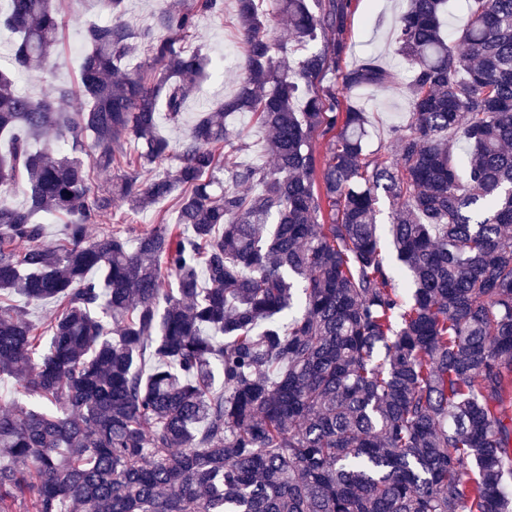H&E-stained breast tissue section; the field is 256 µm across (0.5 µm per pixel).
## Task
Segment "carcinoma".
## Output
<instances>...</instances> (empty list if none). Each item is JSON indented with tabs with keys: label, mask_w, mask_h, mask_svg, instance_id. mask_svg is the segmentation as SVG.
<instances>
[{
	"label": "carcinoma",
	"mask_w": 512,
	"mask_h": 512,
	"mask_svg": "<svg viewBox=\"0 0 512 512\" xmlns=\"http://www.w3.org/2000/svg\"><path fill=\"white\" fill-rule=\"evenodd\" d=\"M270 1L291 37L269 30ZM5 2L0 375L26 401L0 410V512H512V0H465L451 37L447 0H409L410 123L390 161L367 152L356 91L395 74L367 55L322 83L351 0H238L236 92L176 145L159 119L182 124L212 63L187 49L195 17L223 0H173L141 32L101 0L114 21L87 29L79 80L40 100L15 78L51 63L63 0ZM240 112L272 165L237 161ZM169 198L175 223L133 246L118 225L88 235L117 201ZM44 213L64 221L53 243ZM15 295L55 303L42 331Z\"/></svg>",
	"instance_id": "carcinoma-1"
}]
</instances>
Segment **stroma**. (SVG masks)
<instances>
[{
    "label": "stroma",
    "mask_w": 512,
    "mask_h": 512,
    "mask_svg": "<svg viewBox=\"0 0 512 512\" xmlns=\"http://www.w3.org/2000/svg\"><path fill=\"white\" fill-rule=\"evenodd\" d=\"M407 6V0H352L348 18V49L337 71L327 75L328 81L340 82L342 71L351 69L368 54L377 56L386 69L395 73V86L384 90L367 89L358 96L367 110L368 147L388 159L397 152L398 129L404 128L410 118L408 98L402 89L403 83L409 79V71L397 56L393 41L396 21ZM236 10L235 0H224L223 15L197 17V30L210 55H217L227 47L235 56H242L243 45L235 26ZM107 19L100 0H67L60 15L61 43L53 74H46L38 67L31 69L22 74L16 84L17 89L40 99L49 96L54 85L76 83L82 64L80 50L85 46L86 27ZM239 76V68L227 69L221 64H214L199 93L185 107L187 120H194L213 102L233 95Z\"/></svg>",
    "instance_id": "35a3bbf8"
}]
</instances>
